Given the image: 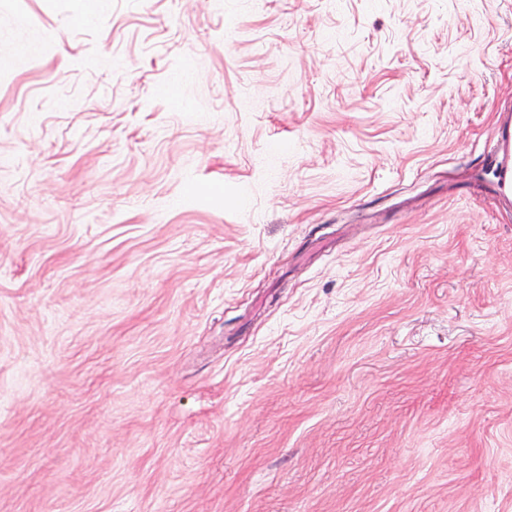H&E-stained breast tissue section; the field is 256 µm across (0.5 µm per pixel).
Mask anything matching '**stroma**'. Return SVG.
I'll use <instances>...</instances> for the list:
<instances>
[{
  "label": "stroma",
  "instance_id": "stroma-1",
  "mask_svg": "<svg viewBox=\"0 0 512 512\" xmlns=\"http://www.w3.org/2000/svg\"><path fill=\"white\" fill-rule=\"evenodd\" d=\"M512 0H0V512H512ZM494 153L500 159L498 166L499 195L512 197V128L510 126L500 129Z\"/></svg>",
  "mask_w": 512,
  "mask_h": 512
}]
</instances>
